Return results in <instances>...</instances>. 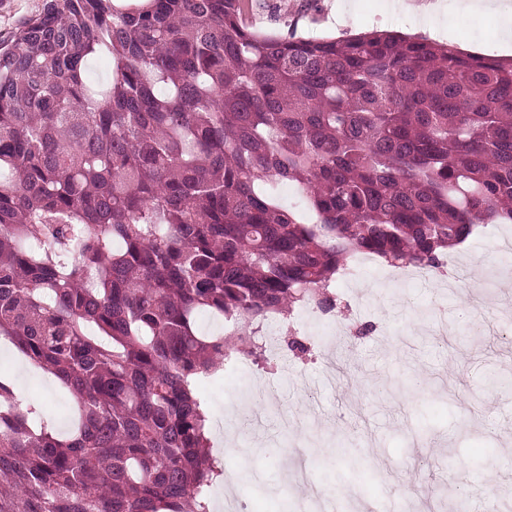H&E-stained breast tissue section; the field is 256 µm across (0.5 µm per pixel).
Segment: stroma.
<instances>
[{"label":"stroma","instance_id":"obj_1","mask_svg":"<svg viewBox=\"0 0 512 512\" xmlns=\"http://www.w3.org/2000/svg\"><path fill=\"white\" fill-rule=\"evenodd\" d=\"M389 0H276V11H251V29L277 32L282 22L298 34L342 37L372 29L397 30L484 55L506 56L498 22L482 14L451 10L432 24L388 10ZM512 224H493L452 253L453 282L395 279L385 262L369 266L360 281L336 284L340 308L330 318L346 325L352 303L373 330L356 343L344 335L306 363L283 354L275 368L246 363L207 385L213 424L235 427L240 457L213 448L225 473L248 470L246 481L227 494L248 512H283L285 499L305 501V487H336L329 512H347L350 500L386 504L388 512H484L485 484L502 489V512L512 507V396L497 395L483 376L512 381V342L501 328L512 320V288H485L495 276ZM274 387L263 404V422H240L256 389ZM25 399L41 404L55 433L74 426L76 404L43 370L20 379ZM317 445L296 457L294 448ZM379 460L389 478L349 485L344 461L351 454Z\"/></svg>","mask_w":512,"mask_h":512}]
</instances>
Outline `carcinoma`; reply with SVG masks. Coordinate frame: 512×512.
Listing matches in <instances>:
<instances>
[{
    "label": "carcinoma",
    "mask_w": 512,
    "mask_h": 512,
    "mask_svg": "<svg viewBox=\"0 0 512 512\" xmlns=\"http://www.w3.org/2000/svg\"><path fill=\"white\" fill-rule=\"evenodd\" d=\"M252 2L44 0L0 48V336L78 411L58 436L0 379V512H210L198 390L268 360L264 321L512 224V58L261 34Z\"/></svg>",
    "instance_id": "1"
}]
</instances>
